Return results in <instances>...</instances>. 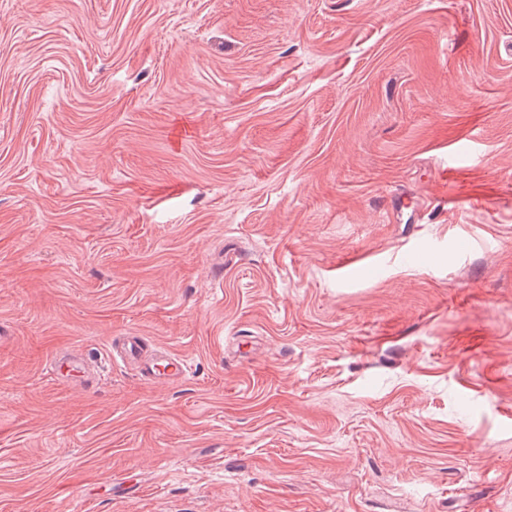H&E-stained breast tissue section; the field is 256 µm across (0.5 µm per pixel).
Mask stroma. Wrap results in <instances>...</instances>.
<instances>
[{
	"instance_id": "35a3bbf8",
	"label": "stroma",
	"mask_w": 512,
	"mask_h": 512,
	"mask_svg": "<svg viewBox=\"0 0 512 512\" xmlns=\"http://www.w3.org/2000/svg\"><path fill=\"white\" fill-rule=\"evenodd\" d=\"M0 512H512V0H0ZM117 357L139 365L140 374L148 381L157 377L155 365L151 360L144 358V338L140 336H123L119 348L116 350ZM76 371L80 378L85 377L86 363L80 360L75 353H65L55 356L51 361V376L54 380L64 381L70 375L68 372Z\"/></svg>"
}]
</instances>
